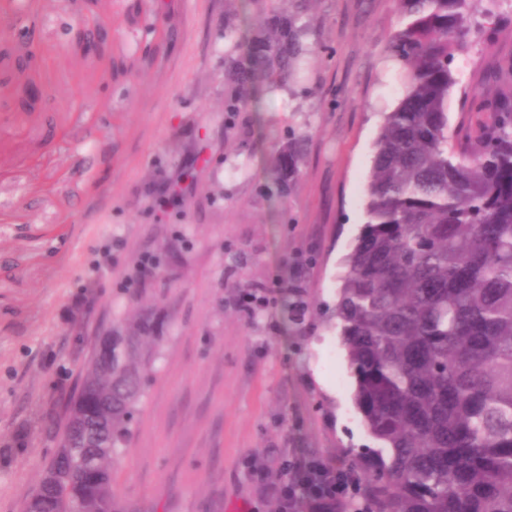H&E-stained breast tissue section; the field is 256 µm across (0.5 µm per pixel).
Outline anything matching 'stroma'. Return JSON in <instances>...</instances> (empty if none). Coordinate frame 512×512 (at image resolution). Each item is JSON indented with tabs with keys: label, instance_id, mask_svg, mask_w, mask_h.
I'll use <instances>...</instances> for the list:
<instances>
[{
	"label": "stroma",
	"instance_id": "1",
	"mask_svg": "<svg viewBox=\"0 0 512 512\" xmlns=\"http://www.w3.org/2000/svg\"><path fill=\"white\" fill-rule=\"evenodd\" d=\"M79 0H39L34 109L0 86V512H25L50 458L44 412L106 327L148 316L159 345L113 469L130 512H268L256 465L370 448L331 318L364 222L394 0H310L300 82L238 111L236 62L271 0H98L111 76L71 51ZM512 55V26L473 42L464 87ZM307 140L277 193L270 169ZM187 186L172 197L169 183ZM253 284L269 291L241 304Z\"/></svg>",
	"mask_w": 512,
	"mask_h": 512
}]
</instances>
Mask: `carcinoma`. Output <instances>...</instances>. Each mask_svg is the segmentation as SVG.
I'll list each match as a JSON object with an SVG mask.
<instances>
[{"label":"carcinoma","instance_id":"1","mask_svg":"<svg viewBox=\"0 0 512 512\" xmlns=\"http://www.w3.org/2000/svg\"><path fill=\"white\" fill-rule=\"evenodd\" d=\"M387 53L402 74L382 113L365 186V222L339 275L332 313L358 413L377 443L348 449L357 502L342 512H512V55L487 74L495 91L463 90L473 130L449 129L448 97L468 35L491 38L506 0H395ZM304 51L295 17L274 14L236 67L235 112L259 83L291 76ZM303 154L293 139L274 180ZM151 323H128L112 353L92 357L49 434L65 437L58 484L33 512H124L112 469L141 401ZM288 457L260 488L270 512Z\"/></svg>","mask_w":512,"mask_h":512}]
</instances>
